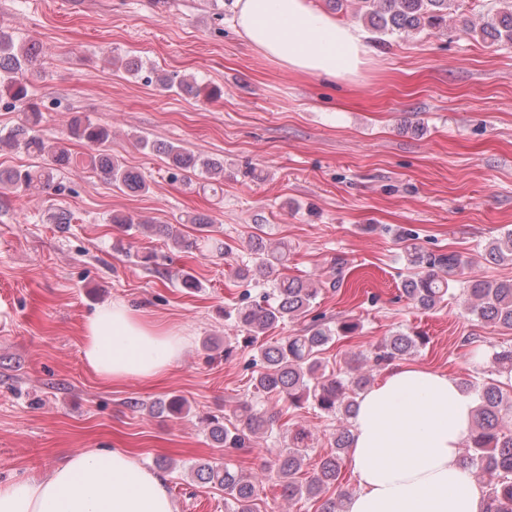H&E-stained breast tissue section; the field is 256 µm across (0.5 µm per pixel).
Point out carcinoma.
<instances>
[{
  "label": "carcinoma",
  "instance_id": "carcinoma-1",
  "mask_svg": "<svg viewBox=\"0 0 512 512\" xmlns=\"http://www.w3.org/2000/svg\"><path fill=\"white\" fill-rule=\"evenodd\" d=\"M361 19L372 30L384 37L402 33H420L424 30L448 27L451 15L457 12L460 0H356ZM506 7L493 15L479 17L478 26L483 36L493 41L512 42V0H500ZM42 49L34 42L18 41L12 34L0 29V99L9 100V106L24 113V122L16 126L0 143L49 159L47 166L29 169L0 170V193L25 192L39 186L54 184L55 172L61 168H89L116 188L132 191L148 189L144 174L125 167L106 149L111 132L108 127L90 118L75 115L68 127L69 137L94 150L83 159L67 148L40 136L37 127L43 112L33 98L26 72L34 69ZM166 158L169 167L177 172L199 173L206 180L221 182L224 163L185 151L173 143L156 148ZM200 236L193 240L181 238L166 225L156 231L171 239L179 247L202 251H225L218 238L220 227L206 216L193 219ZM412 234L404 236L406 256L415 272L404 281L403 293L416 305L433 309L448 296V276L461 271L467 264L456 253H425L411 243ZM255 255L250 266L239 270L245 281L269 279L273 282V300L263 304L251 303L224 312L245 333L244 342L254 344L264 333L281 323L300 318L308 312L319 289L311 281L300 278H279L276 266L288 261L285 244H272L260 236L249 240ZM482 258L493 264L512 262V230L493 239L485 247ZM467 309L476 317L512 330V280L476 281L466 288ZM358 329V324L342 320L330 326L315 319L303 332L282 337L273 345L260 347L263 370L254 377L253 387L258 394L275 393L288 401L289 406L302 408L311 405L320 412L339 418L333 434L332 450L322 457L306 480H299L308 457L309 433L297 429L288 438V447L271 455L268 468L288 497H306L320 503L318 512H345L348 494L343 491L340 476L351 446V424L358 399L370 385V374L363 370L359 360L349 367L344 376L325 374L319 357L333 338L347 337ZM426 344V337L400 332L380 341L371 352L375 366L402 360L416 353ZM159 412L181 415L187 411V401L172 396L154 405ZM504 393L501 386L490 382L478 389V405L466 445L461 457L462 467L478 477H491L487 485L488 512H512V431L501 426ZM237 424L228 427L216 415L206 418L211 440L225 448H244L252 438L273 428L266 413L248 401H242L234 410ZM196 478L224 490L226 512H255L258 486L243 471L227 464L205 461L194 469Z\"/></svg>",
  "mask_w": 512,
  "mask_h": 512
}]
</instances>
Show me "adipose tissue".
I'll list each match as a JSON object with an SVG mask.
<instances>
[{
  "label": "adipose tissue",
  "instance_id": "1",
  "mask_svg": "<svg viewBox=\"0 0 512 512\" xmlns=\"http://www.w3.org/2000/svg\"><path fill=\"white\" fill-rule=\"evenodd\" d=\"M237 26L263 57L299 76L359 80L364 33L313 0H238ZM186 339L123 301L87 318L86 365L104 383L161 376ZM475 404L448 374L397 364L360 399L348 465L358 489L346 512H486L460 464ZM0 512H178L165 481L126 448H86L40 477L0 484Z\"/></svg>",
  "mask_w": 512,
  "mask_h": 512
}]
</instances>
